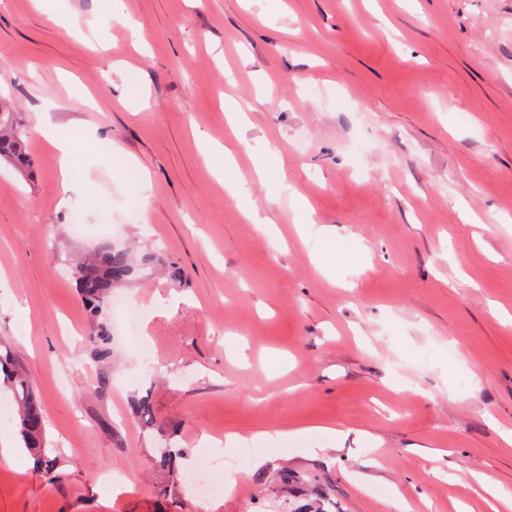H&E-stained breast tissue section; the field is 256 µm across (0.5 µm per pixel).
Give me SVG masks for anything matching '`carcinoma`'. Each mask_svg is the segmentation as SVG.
<instances>
[{"mask_svg": "<svg viewBox=\"0 0 512 512\" xmlns=\"http://www.w3.org/2000/svg\"><path fill=\"white\" fill-rule=\"evenodd\" d=\"M1 161L21 174L27 172L31 165L23 125L7 108L0 109ZM134 271L132 251L121 247L103 248L91 259L76 263L74 277L78 292L89 315L96 321L90 342L100 361L108 358L112 342L111 331L101 321V316L110 304L112 288L126 281ZM0 381L12 404L23 447L33 453L37 471L49 480L55 479L59 460L46 447L43 404L35 395L28 377L16 365L11 352L6 348H0ZM181 458L182 453L176 448L159 449L160 463L167 468L171 478L179 483L185 478Z\"/></svg>", "mask_w": 512, "mask_h": 512, "instance_id": "cac0c4a2", "label": "carcinoma"}]
</instances>
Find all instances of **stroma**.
Returning a JSON list of instances; mask_svg holds the SVG:
<instances>
[{
  "mask_svg": "<svg viewBox=\"0 0 512 512\" xmlns=\"http://www.w3.org/2000/svg\"><path fill=\"white\" fill-rule=\"evenodd\" d=\"M48 2L67 28L0 0L36 161L0 163V343L61 463L0 424V512H491L474 472L512 494V0H124L142 52L112 0ZM47 122L79 143L67 199ZM113 245L160 261L112 291L141 350L100 362L73 267ZM314 424L348 435L256 441L221 497L154 461Z\"/></svg>",
  "mask_w": 512,
  "mask_h": 512,
  "instance_id": "stroma-1",
  "label": "stroma"
}]
</instances>
